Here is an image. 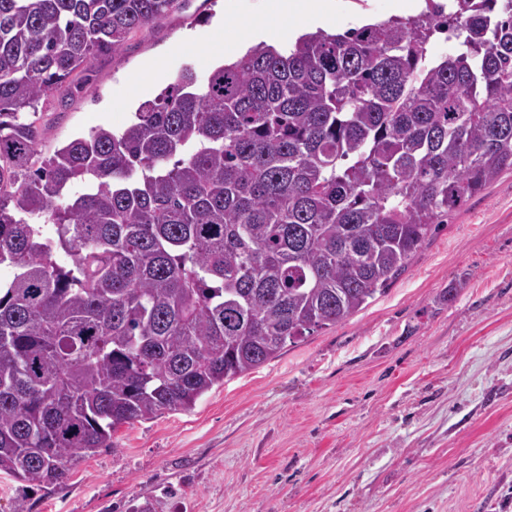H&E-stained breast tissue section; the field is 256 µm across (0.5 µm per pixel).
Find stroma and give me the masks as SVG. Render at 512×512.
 <instances>
[{
  "instance_id": "35a3bbf8",
  "label": "stroma",
  "mask_w": 512,
  "mask_h": 512,
  "mask_svg": "<svg viewBox=\"0 0 512 512\" xmlns=\"http://www.w3.org/2000/svg\"><path fill=\"white\" fill-rule=\"evenodd\" d=\"M266 0H179L38 107L39 156L122 130L189 68L190 43L251 31ZM165 58L160 78L148 71ZM512 512V172L470 197L384 293L213 387L119 428L61 484L0 475V512Z\"/></svg>"
}]
</instances>
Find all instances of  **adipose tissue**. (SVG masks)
Listing matches in <instances>:
<instances>
[{
    "label": "adipose tissue",
    "instance_id": "1",
    "mask_svg": "<svg viewBox=\"0 0 512 512\" xmlns=\"http://www.w3.org/2000/svg\"><path fill=\"white\" fill-rule=\"evenodd\" d=\"M336 18V0H269L264 18L253 33L271 44L296 41L303 23L326 27Z\"/></svg>",
    "mask_w": 512,
    "mask_h": 512
}]
</instances>
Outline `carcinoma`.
<instances>
[{
    "label": "carcinoma",
    "mask_w": 512,
    "mask_h": 512,
    "mask_svg": "<svg viewBox=\"0 0 512 512\" xmlns=\"http://www.w3.org/2000/svg\"><path fill=\"white\" fill-rule=\"evenodd\" d=\"M176 4L0 0V472L34 486L365 308L512 170V0L259 43L35 160L21 114Z\"/></svg>",
    "instance_id": "1"
}]
</instances>
